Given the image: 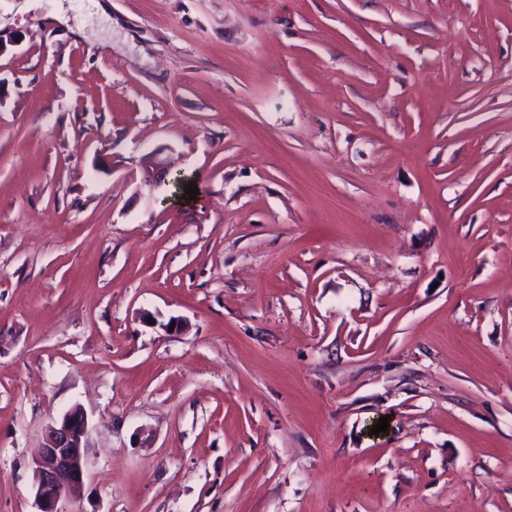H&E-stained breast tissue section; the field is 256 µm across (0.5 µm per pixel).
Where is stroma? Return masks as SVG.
<instances>
[{
	"label": "stroma",
	"mask_w": 512,
	"mask_h": 512,
	"mask_svg": "<svg viewBox=\"0 0 512 512\" xmlns=\"http://www.w3.org/2000/svg\"><path fill=\"white\" fill-rule=\"evenodd\" d=\"M0 39V512L77 405L60 512H512V0H0Z\"/></svg>",
	"instance_id": "stroma-1"
}]
</instances>
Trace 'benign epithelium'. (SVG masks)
Masks as SVG:
<instances>
[{
    "instance_id": "1",
    "label": "benign epithelium",
    "mask_w": 512,
    "mask_h": 512,
    "mask_svg": "<svg viewBox=\"0 0 512 512\" xmlns=\"http://www.w3.org/2000/svg\"><path fill=\"white\" fill-rule=\"evenodd\" d=\"M88 435L87 416L78 406L51 426L46 443L33 460L40 512H58L59 500L83 485Z\"/></svg>"
}]
</instances>
